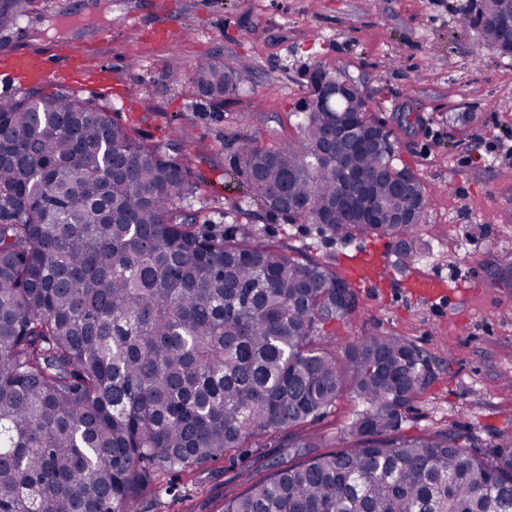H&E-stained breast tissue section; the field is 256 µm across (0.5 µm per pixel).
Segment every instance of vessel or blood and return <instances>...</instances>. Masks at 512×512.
<instances>
[{
	"mask_svg": "<svg viewBox=\"0 0 512 512\" xmlns=\"http://www.w3.org/2000/svg\"><path fill=\"white\" fill-rule=\"evenodd\" d=\"M100 58L97 54L72 55L58 50L47 52H0V70L8 76L18 79L35 75L40 82L57 81L62 78L71 64L95 72L99 69ZM351 284L357 288H376L389 280L385 259L372 255L362 256L353 265L348 274ZM407 283L414 298L436 301L446 297L448 281L441 276L416 274L408 278Z\"/></svg>",
	"mask_w": 512,
	"mask_h": 512,
	"instance_id": "obj_1",
	"label": "vessel or blood"
}]
</instances>
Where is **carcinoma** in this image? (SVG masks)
Instances as JSON below:
<instances>
[{
	"mask_svg": "<svg viewBox=\"0 0 512 512\" xmlns=\"http://www.w3.org/2000/svg\"><path fill=\"white\" fill-rule=\"evenodd\" d=\"M37 0H0V32ZM512 0H472L467 25L502 56ZM219 112L240 85L214 59L171 67ZM380 124L357 91L346 105L314 94L300 136L238 143L229 177L255 216L316 224L331 237H387L416 260L431 204L395 193L393 131L345 159L368 180L381 224L336 208V113ZM189 168L138 138L109 107L58 86L0 97V512H132L158 471L218 461L297 428L346 392L361 410L354 446L278 462L224 512H512V432L485 452L450 427L407 436L405 413L431 382L429 359L397 336H359L340 356L325 326L359 309L348 280L296 259L260 233L197 227Z\"/></svg>",
	"mask_w": 512,
	"mask_h": 512,
	"instance_id": "carcinoma-1",
	"label": "carcinoma"
}]
</instances>
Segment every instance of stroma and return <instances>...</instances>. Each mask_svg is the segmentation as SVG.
I'll return each instance as SVG.
<instances>
[{"label":"stroma","instance_id":"obj_1","mask_svg":"<svg viewBox=\"0 0 512 512\" xmlns=\"http://www.w3.org/2000/svg\"><path fill=\"white\" fill-rule=\"evenodd\" d=\"M469 0H39L18 34L0 49L67 47L80 53L97 43L112 82L95 86L72 74L79 95L118 109L121 122L149 141L168 142L175 127L190 137L178 147L199 191V221L221 232L222 212L239 197L225 170L238 140L269 143L298 136L296 111L308 98V70L320 67L353 81L373 112L395 125L400 157L432 196L416 232L428 245L409 268H395L386 288H361L360 311L325 328L344 351L359 336L406 338L430 358L434 378L402 424L407 435L455 426L489 446L512 428V287L496 284L512 253V56L480 46L466 26ZM112 39L98 42L102 29ZM223 59L243 82L223 111H212L189 83L176 84L169 64ZM415 108L411 131L397 128ZM298 258L343 272L353 255L376 250L392 257L389 238H333L315 224H278L240 216ZM446 277L443 300H414L408 273ZM354 398L308 429L318 449L351 443L345 426ZM282 435L251 443L224 459L187 472L157 473L135 512H224L227 497L279 459L301 462L309 448H287Z\"/></svg>","mask_w":512,"mask_h":512}]
</instances>
